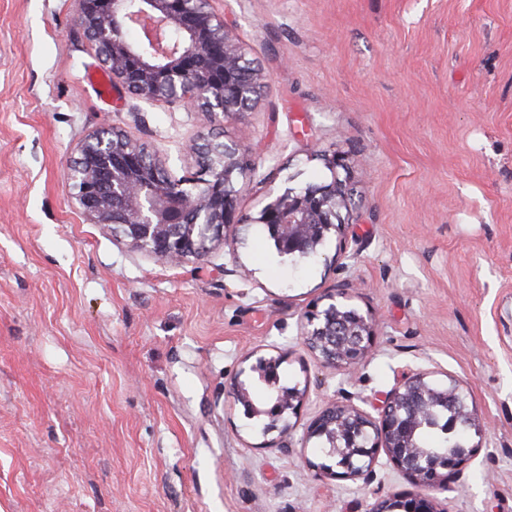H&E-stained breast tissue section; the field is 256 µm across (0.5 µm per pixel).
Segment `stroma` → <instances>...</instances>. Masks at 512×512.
<instances>
[{"label": "stroma", "mask_w": 512, "mask_h": 512, "mask_svg": "<svg viewBox=\"0 0 512 512\" xmlns=\"http://www.w3.org/2000/svg\"><path fill=\"white\" fill-rule=\"evenodd\" d=\"M213 6L265 77L251 111L217 120L103 97L75 0H0V512H369L416 486L383 457L319 476L301 429L334 400L375 413L415 369L468 388L483 429L438 512H512V0ZM107 124L175 179L198 169L185 141L236 144L250 226L180 267L116 241L65 179ZM325 151L348 154L354 203L322 258L292 261L256 219L330 182ZM332 288L374 322L350 373L301 336ZM255 351L308 387L290 447L232 397Z\"/></svg>", "instance_id": "35a3bbf8"}]
</instances>
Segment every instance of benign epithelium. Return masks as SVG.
<instances>
[{
    "label": "benign epithelium",
    "instance_id": "obj_1",
    "mask_svg": "<svg viewBox=\"0 0 512 512\" xmlns=\"http://www.w3.org/2000/svg\"><path fill=\"white\" fill-rule=\"evenodd\" d=\"M77 19L112 84L141 100L178 101L216 120L248 111L243 99L263 85L262 74L250 66L245 48L229 34L211 0H77ZM133 26L144 27L145 38L136 44L127 39ZM77 152L69 172L77 203L92 223L133 251L177 266L201 261L248 223L238 213L237 186L252 167L234 144H183L184 154L200 159L192 189L172 179L155 154L118 127L88 136ZM324 161L330 183L290 189L268 201L256 218L267 225L282 255L308 258L329 234L341 232V210L350 202L347 156L335 151ZM302 336L324 366L351 368L371 352L375 331L371 313L354 306L347 289L334 288L304 313ZM246 360L233 395L249 415L267 417L263 433H278L283 444L296 429L305 391L276 385L284 356L255 351ZM252 374L273 389L264 402L254 401L240 379ZM459 397L465 393L456 381L441 385L431 372L413 370L386 394L377 421L358 408L332 402L306 428L303 440H316L323 454V461L309 466L321 476L354 480L372 471L382 449L413 485L444 488L448 474L461 470L475 449L427 452L412 447L411 438L433 406L448 403L452 427L481 436L478 413L458 405ZM397 509L437 512L432 500L421 495L378 499L369 512Z\"/></svg>",
    "mask_w": 512,
    "mask_h": 512
}]
</instances>
